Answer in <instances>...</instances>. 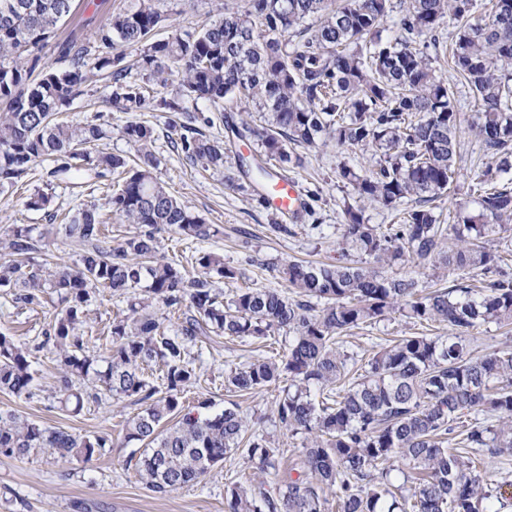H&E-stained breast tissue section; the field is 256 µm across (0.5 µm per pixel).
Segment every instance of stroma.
I'll list each match as a JSON object with an SVG mask.
<instances>
[{
	"label": "stroma",
	"mask_w": 512,
	"mask_h": 512,
	"mask_svg": "<svg viewBox=\"0 0 512 512\" xmlns=\"http://www.w3.org/2000/svg\"><path fill=\"white\" fill-rule=\"evenodd\" d=\"M130 3L131 0H80L75 15L60 29L57 41L39 49L42 62L55 61L58 40L89 39L102 22L127 9ZM239 3L240 0H204L196 7L191 0H162L160 7L166 21L159 34L164 37L174 32L195 33L204 22L217 19L225 8ZM111 93L108 81L98 82L87 95L71 104L66 118L103 124L109 131L108 138L102 142L103 148L121 155L133 152L120 134L127 122L151 126L155 138L153 149L160 160L158 178L172 194L217 229L214 236L194 240L180 238L172 232L161 233L162 254L180 261L189 272L194 271L199 254L223 255L225 265L242 271L241 276L232 280L216 279L214 286L224 297L245 288L287 290V283L278 273L283 264L291 260L332 263L339 258L343 210L358 202L351 188L342 183L338 171L344 165L362 170L370 168V153L337 146L328 138L312 147H294L293 152L301 162L288 169L287 174L299 181L304 193H317L318 199L312 204V213H300L291 222L289 234H277L272 227L281 223V216L258 203L252 185L238 172L239 155L257 153V145L229 143L223 168L204 169L177 152L172 143L175 133L169 126L170 113L159 108L119 111L110 102ZM459 96L462 158L451 194L438 201L440 209L445 211L456 210L460 205L476 210V183L483 169L469 131L478 120L479 106L468 91H460ZM115 188L114 177H98L90 168L53 180L47 176L44 163L34 162L18 186L0 188V228L13 224L33 227L35 248L27 255L28 264L75 266L88 245L65 235L60 215L91 205L106 208ZM37 193L47 195L49 205L42 210L27 208V198ZM128 299L125 293L104 289L92 292L85 308V323L79 329L88 353H103L110 341L108 327L125 311ZM59 310L57 300L45 298L28 305L15 300L12 292L0 289V333L26 347L37 371L31 395L16 398L0 394V408L45 427L108 437L111 446L87 463L64 462L46 450L21 458L0 455V512H225V487L246 482L254 474L245 451L227 456L200 483L159 495L139 482L134 470L126 464L130 453L125 445L127 425L140 410L134 399L118 400L105 393L86 402L81 414L76 416L59 407L55 395L61 385L60 373L49 338ZM413 331V325L398 316L356 331L347 337L346 345L366 357L372 344L407 336ZM274 350L271 344L261 347L221 337L190 344V359L201 378L187 393V405L194 407L204 401L212 411L218 412L235 402L253 421L268 414L278 388L272 386L249 395L233 393L224 386V370L227 362L238 363Z\"/></svg>",
	"instance_id": "35a3bbf8"
}]
</instances>
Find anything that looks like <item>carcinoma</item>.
<instances>
[{
  "mask_svg": "<svg viewBox=\"0 0 512 512\" xmlns=\"http://www.w3.org/2000/svg\"><path fill=\"white\" fill-rule=\"evenodd\" d=\"M76 0H0V188L14 187L30 164L50 157L51 177L88 165L101 177L120 170L109 214L95 206L67 217L65 235L92 243L73 268L23 269L14 259L33 249L32 228L14 224L0 238V288H18V300L38 303L55 295L65 304L51 326L62 370L58 402L73 414L98 389L133 398L141 411L128 423L126 442L141 447L127 464L151 491L166 494L202 481L224 458L246 448L258 475H276L279 449L269 433L250 426L234 404L201 418L184 412V392L199 374L188 345L212 335L266 342L284 337L283 350L231 363L227 389L257 393L283 379L267 419L284 434L302 435L295 474L273 491L236 483L224 490L225 512H506L512 483L493 487L474 450L512 457V348L471 349L474 330L512 325V268L501 252L512 245V11L499 2L488 18L471 22L477 0H244L197 33L157 37L164 16L156 0L131 7L101 24L92 38L59 47L60 66H40L32 49L46 43L76 9ZM392 19L391 34L380 26ZM460 23L451 69L479 103L475 136L485 170L478 182L477 213L463 208L441 223L433 203L451 189L459 159L460 100L434 63L446 55L447 18ZM138 55L142 81L131 77L124 52ZM178 80L177 95L155 99L143 82ZM111 83V102L123 112L161 107L185 114L175 141L185 158L207 168L224 166V141L194 126L197 104L266 112L268 123L227 124L240 141L256 137L264 158L240 157L239 169L255 186L292 162L288 145L313 146L326 134L338 145L379 151L372 168L344 165L338 177L358 199L400 214L383 229L364 222L348 205L342 244L366 260L334 264L289 262L279 269L289 293L240 289L220 298L212 278L240 271L223 256L196 258L197 276L158 251V234L187 239L215 232L158 179L153 129L129 122L122 136L134 158L97 149L107 131L71 123L58 114L99 80ZM116 218L140 231L117 247L100 245L102 225ZM474 272L419 293L412 274L388 276L371 263ZM145 286L127 313L112 320L109 353L86 354L75 333L94 288L113 292ZM178 314L169 332L159 311ZM399 314L414 325L438 323L448 334H412L380 346L352 373L344 337ZM155 367L163 387L145 368ZM29 354L0 334V393L30 394ZM484 412L491 422L468 420ZM172 427L165 423L172 419ZM455 442V447L448 443ZM108 445L44 427L0 409V455L23 457L47 449L59 459L89 462Z\"/></svg>",
  "mask_w": 512,
  "mask_h": 512,
  "instance_id": "obj_1",
  "label": "carcinoma"
}]
</instances>
